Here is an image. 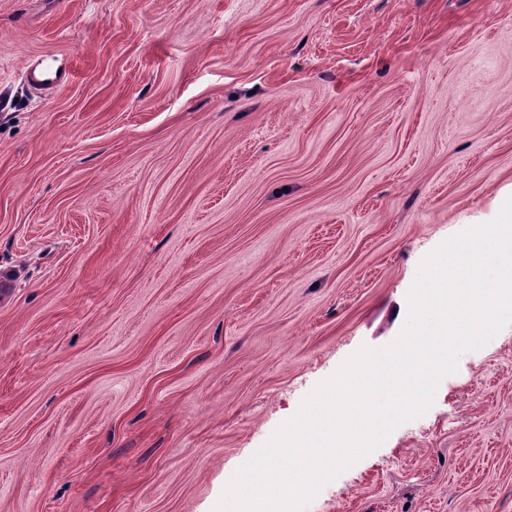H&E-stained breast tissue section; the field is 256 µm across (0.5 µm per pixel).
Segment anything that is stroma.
I'll return each mask as SVG.
<instances>
[{
    "label": "stroma",
    "instance_id": "35a3bbf8",
    "mask_svg": "<svg viewBox=\"0 0 512 512\" xmlns=\"http://www.w3.org/2000/svg\"><path fill=\"white\" fill-rule=\"evenodd\" d=\"M512 184V0H0V512H212ZM305 512H512V325Z\"/></svg>",
    "mask_w": 512,
    "mask_h": 512
}]
</instances>
